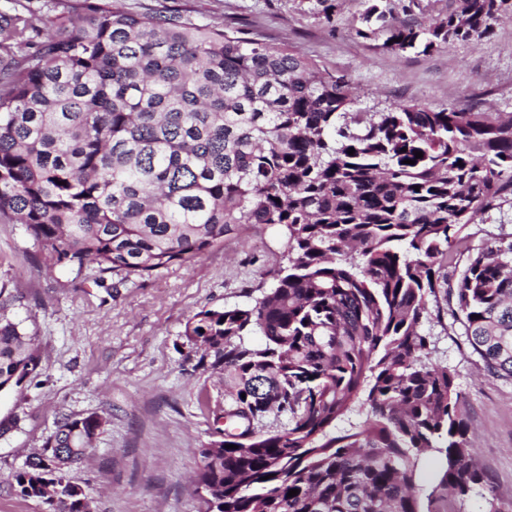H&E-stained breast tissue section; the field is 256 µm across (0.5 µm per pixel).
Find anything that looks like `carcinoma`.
<instances>
[{
  "instance_id": "cac0c4a2",
  "label": "carcinoma",
  "mask_w": 512,
  "mask_h": 512,
  "mask_svg": "<svg viewBox=\"0 0 512 512\" xmlns=\"http://www.w3.org/2000/svg\"><path fill=\"white\" fill-rule=\"evenodd\" d=\"M453 2L423 26L375 2L357 35L430 56L512 17V0ZM40 22L0 13V32L19 36L0 54V217L25 226L47 268L93 263L100 285L106 273L144 278L241 224L283 227L275 287L185 325L230 401L194 482L205 512H433L416 494L431 448L445 453L441 489L493 492L455 376L427 362L421 326L440 268L461 269L452 315L486 372L512 377V237L457 248L512 196V115L419 103L353 113L344 75L180 9L79 0L52 32ZM254 331L260 348L243 344ZM39 368L33 336L1 308L0 389ZM271 410L288 427L255 431ZM356 412L365 419L336 430ZM101 426L96 414L64 421L16 472L20 495L89 512L61 472Z\"/></svg>"
}]
</instances>
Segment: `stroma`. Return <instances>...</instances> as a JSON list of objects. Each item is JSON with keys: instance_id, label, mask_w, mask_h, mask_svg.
<instances>
[{"instance_id": "1", "label": "stroma", "mask_w": 512, "mask_h": 512, "mask_svg": "<svg viewBox=\"0 0 512 512\" xmlns=\"http://www.w3.org/2000/svg\"><path fill=\"white\" fill-rule=\"evenodd\" d=\"M132 12L186 11L199 23L244 27L289 43L344 74L357 112L418 101L512 114V19L492 36L456 43L432 56L386 51L356 34L370 0H345L326 24L317 0H122ZM512 234V204L477 217L460 248L478 250ZM283 251L277 226L244 224L191 263L146 278L50 270L23 225L0 220V302L35 337L40 374L0 392V512H44L21 496L14 474L43 451L68 419L99 415L104 424L85 458L65 470L93 512H199L192 480L212 438L225 388L219 372L198 367L184 336L187 319L206 309L253 305L273 288ZM423 324L433 363L448 366L464 397L472 446L500 505L512 503V378L489 375L450 314L446 289Z\"/></svg>"}]
</instances>
